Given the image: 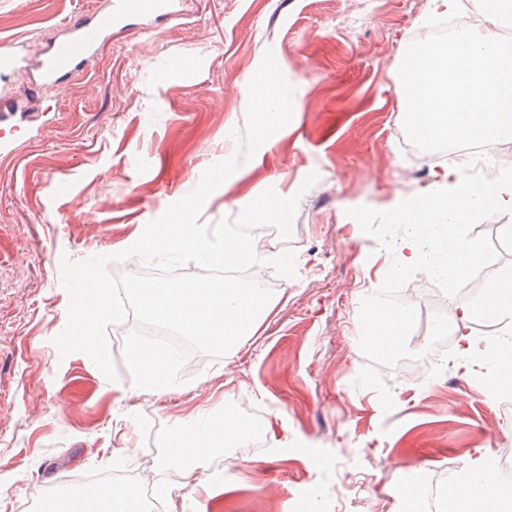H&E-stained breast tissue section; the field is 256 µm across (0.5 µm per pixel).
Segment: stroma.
<instances>
[{
  "label": "stroma",
  "mask_w": 512,
  "mask_h": 512,
  "mask_svg": "<svg viewBox=\"0 0 512 512\" xmlns=\"http://www.w3.org/2000/svg\"><path fill=\"white\" fill-rule=\"evenodd\" d=\"M110 2L0 0V53L36 59L63 22ZM432 12L431 0H182L163 23L113 33L61 85L37 87L28 68L0 82V93L34 95L19 129L0 125V512H44L67 484L102 473L152 484L162 512H402L403 485H448L489 447L502 429L492 362L465 370L452 352L424 375L385 373L387 413L354 384L367 363L363 289L393 256L347 211L390 210L439 177L392 152L399 63ZM268 51L295 89L288 131L238 167L202 219L216 226L269 188L299 195L290 242L258 252L285 299L235 357L196 354L173 393L133 386L117 325L116 380L81 353L60 356L62 256L125 250L230 157L246 130L240 87ZM288 247L297 275L281 280L268 261ZM411 303L418 352L433 315L466 300L425 283ZM201 409L255 424L263 445L224 448L220 465L204 464L219 486L193 490L165 457L171 426Z\"/></svg>",
  "instance_id": "obj_1"
}]
</instances>
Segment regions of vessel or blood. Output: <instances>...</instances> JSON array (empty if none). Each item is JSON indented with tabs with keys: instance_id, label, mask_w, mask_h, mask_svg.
<instances>
[{
	"instance_id": "1",
	"label": "vessel or blood",
	"mask_w": 512,
	"mask_h": 512,
	"mask_svg": "<svg viewBox=\"0 0 512 512\" xmlns=\"http://www.w3.org/2000/svg\"><path fill=\"white\" fill-rule=\"evenodd\" d=\"M176 13V0H113L110 11L93 12L62 28L37 62L45 84L64 81L84 69L114 30L134 21H162Z\"/></svg>"
}]
</instances>
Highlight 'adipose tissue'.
I'll return each mask as SVG.
<instances>
[{"mask_svg": "<svg viewBox=\"0 0 512 512\" xmlns=\"http://www.w3.org/2000/svg\"><path fill=\"white\" fill-rule=\"evenodd\" d=\"M499 324L504 337L494 349L496 363L509 367L503 380L512 384V265L499 266L495 278L485 287L475 304L457 308L449 315L448 327L461 342L464 363L481 362L488 354L479 349L470 337L468 324L476 318ZM253 433L249 424L227 413L199 411L180 423L168 440L167 460L180 465L186 479L193 480L203 461L218 448L228 444L246 443ZM448 498L454 512H512V484L501 482L496 475L492 449L473 460L459 482L450 484ZM136 500L132 490L112 486L99 488L95 495L59 497L53 512H128Z\"/></svg>", "mask_w": 512, "mask_h": 512, "instance_id": "ef3b65f1", "label": "adipose tissue"}]
</instances>
